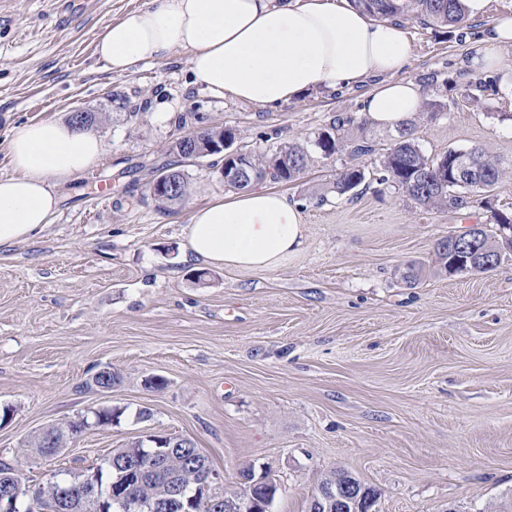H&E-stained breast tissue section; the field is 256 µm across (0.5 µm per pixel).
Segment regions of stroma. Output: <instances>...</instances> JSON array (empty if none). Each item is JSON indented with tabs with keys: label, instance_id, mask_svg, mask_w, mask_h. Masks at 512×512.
<instances>
[{
	"label": "stroma",
	"instance_id": "stroma-1",
	"mask_svg": "<svg viewBox=\"0 0 512 512\" xmlns=\"http://www.w3.org/2000/svg\"><path fill=\"white\" fill-rule=\"evenodd\" d=\"M151 0H7L0 6V144L17 123L96 114L106 152L58 188L49 225L0 246V455L44 427L123 408L45 458L29 450L27 484L81 474L151 434L189 437L241 488L253 469L277 487L270 512H308L326 473L371 486L377 512H498L512 499V255L483 274L433 269L435 242L482 224L475 206L427 211L366 178L338 195L346 154L310 143L334 116L361 117L369 85L328 88L276 108L195 87L184 53L106 70L95 55L105 25ZM512 0L444 31L406 21L403 77L444 105L414 116L428 156L485 146L512 164V49L496 91L472 103L470 58ZM232 130L245 148H309L301 178L274 184L301 214L305 242L272 270L209 266L187 249L190 217L229 195L223 158L183 162L179 205L150 197L189 132ZM108 196H100V187ZM421 266L414 283L403 274ZM109 368L119 381L89 384ZM146 418H139V411Z\"/></svg>",
	"mask_w": 512,
	"mask_h": 512
}]
</instances>
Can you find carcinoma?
<instances>
[{"mask_svg":"<svg viewBox=\"0 0 512 512\" xmlns=\"http://www.w3.org/2000/svg\"><path fill=\"white\" fill-rule=\"evenodd\" d=\"M354 7L372 17L391 21L413 19L422 25L458 27L467 21L462 0H351ZM357 125L363 131L366 119L356 120L352 116L339 117L330 123L326 133H318L314 139L315 147L329 158L338 153H346L356 160L376 153V141L360 135L348 136L346 127ZM288 156V181L302 175L310 161L307 148L290 144L277 149L249 152L250 171L257 175L258 181L279 182L275 172L282 170L283 156ZM380 182L391 183L401 188L419 206L428 209L456 211L469 207L473 203L481 205L490 212L489 222L479 225L475 242L473 260L475 264H458L457 246L451 243V237H444L434 245V263L438 271L448 275L460 272L484 273L496 268L506 252L512 249V241L503 236V225H512V214L492 206L491 196L497 185L512 177V165H507L487 150L474 146L470 149H451L440 158H430L415 137V124L408 121L396 129L389 147L379 154ZM448 165V177L441 176V168ZM365 179V172L357 165L344 167L336 174V193L344 195L358 188ZM85 426L79 421L63 422L51 426L47 432H41L34 438L33 444L43 457L53 456V449L62 447L67 440L83 433ZM141 444L134 442L126 448L112 452L99 467L100 481H112L116 468L125 459L140 453ZM196 443L180 444L169 462L152 475L144 478L131 489V496L139 501H150L165 494L167 483L174 479L186 489H192L200 478V466H210L208 458L201 456V464L193 460V448ZM23 485V492L17 499V512H39L41 504L37 499L47 502L62 499L71 504L72 512H117L112 504H103L88 498L84 488L69 479L53 475L47 482L37 486L25 484L21 469L10 472L0 468V486L7 482Z\"/></svg>","mask_w":512,"mask_h":512,"instance_id":"cac0c4a2","label":"carcinoma"}]
</instances>
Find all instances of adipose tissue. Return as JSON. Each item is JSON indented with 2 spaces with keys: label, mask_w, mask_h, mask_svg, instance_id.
I'll return each mask as SVG.
<instances>
[{
  "label": "adipose tissue",
  "mask_w": 512,
  "mask_h": 512,
  "mask_svg": "<svg viewBox=\"0 0 512 512\" xmlns=\"http://www.w3.org/2000/svg\"><path fill=\"white\" fill-rule=\"evenodd\" d=\"M473 65L501 66L512 48V16L490 24ZM187 56L191 81L209 93L274 107L304 93L377 78L363 110L394 129L418 112L422 88L402 77L410 57L403 29L336 0H151L100 34L95 53L107 69ZM105 151L92 131L48 119L15 125L5 157L14 173L0 178V245L42 231L57 210L61 183L83 174ZM304 244V224L284 195L256 188L194 210L188 249L205 262L274 269Z\"/></svg>",
  "instance_id": "1"
}]
</instances>
